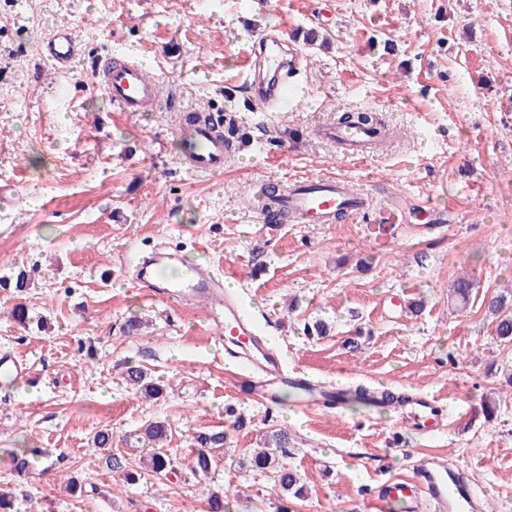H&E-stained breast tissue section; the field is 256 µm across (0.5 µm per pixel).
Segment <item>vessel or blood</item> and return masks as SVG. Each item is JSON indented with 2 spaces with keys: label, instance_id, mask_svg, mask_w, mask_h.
<instances>
[{
  "label": "vessel or blood",
  "instance_id": "b4317fda",
  "mask_svg": "<svg viewBox=\"0 0 512 512\" xmlns=\"http://www.w3.org/2000/svg\"><path fill=\"white\" fill-rule=\"evenodd\" d=\"M80 45L76 32L63 26L46 42L44 52L48 59L66 67L79 56ZM297 65L294 56L284 59L271 53L248 57L246 70L255 74V93L266 108L281 110L293 98L296 88L288 73ZM101 83L113 105L123 112H148L159 101L157 81L147 76L143 64L129 56L121 63L105 64ZM324 135L337 141L345 156L356 159L365 158L373 143L370 133L361 128L331 127L325 129ZM192 137L195 146L187 154L192 167L205 173L223 171V138L205 126L195 129ZM365 205L363 193L350 188L346 179L327 175L294 181L269 197L265 214L285 224H330L337 212L354 214L363 211ZM133 280L149 299L173 306L204 304L209 324L216 329L219 341L224 342L228 357L240 366L241 381L250 395L271 403L280 390L293 385L300 391V408L333 401L334 390L308 378L289 377L283 355L271 346L244 309L237 292L225 287L212 264L187 263L180 249L161 246L137 264ZM443 412L436 398L415 397L407 401L398 416L423 433L437 427ZM426 504L435 507L436 512H460L464 507L473 510L477 501L461 469L430 459L417 469L415 479H392L380 486L368 508L370 512H392L400 505L405 512H420Z\"/></svg>",
  "mask_w": 512,
  "mask_h": 512
}]
</instances>
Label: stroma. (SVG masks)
Instances as JSON below:
<instances>
[{"mask_svg":"<svg viewBox=\"0 0 512 512\" xmlns=\"http://www.w3.org/2000/svg\"><path fill=\"white\" fill-rule=\"evenodd\" d=\"M73 26L83 52L64 71L40 55ZM318 33L297 41L302 72L287 111L246 109V56L265 28ZM132 48L160 84L151 112H121L94 78L91 55ZM236 113L267 153L241 150L223 174L190 169L176 125L184 109ZM340 112L376 113L386 137L362 160L321 129ZM368 196L332 224H259L263 182L321 174ZM0 282L38 265L24 293L0 285V351L29 377L0 384V488L20 512H206L232 487L228 512H279L266 474L238 457L285 428L288 461L306 486L293 512H362L393 477L429 457L461 468L482 512H512V341L481 305L512 291V0H0ZM200 240L245 291L288 365L346 389L357 384L435 395L440 428L419 435L392 411L361 405L298 412L243 397L202 311L148 300L132 270L155 240ZM476 287L452 310L448 287ZM400 296L408 309L392 314ZM46 322L23 327L17 303ZM138 333H124L131 317ZM326 335H316V323ZM359 351H349L348 341ZM144 366L165 393L145 400L122 378ZM244 416L229 429L226 409ZM170 424L174 475L129 485L93 443L141 470L136 440ZM228 429L229 456L208 475L189 468L194 432ZM37 449L18 479L12 451ZM83 495L66 487L68 476Z\"/></svg>","mask_w":512,"mask_h":512,"instance_id":"35a3bbf8","label":"stroma"}]
</instances>
